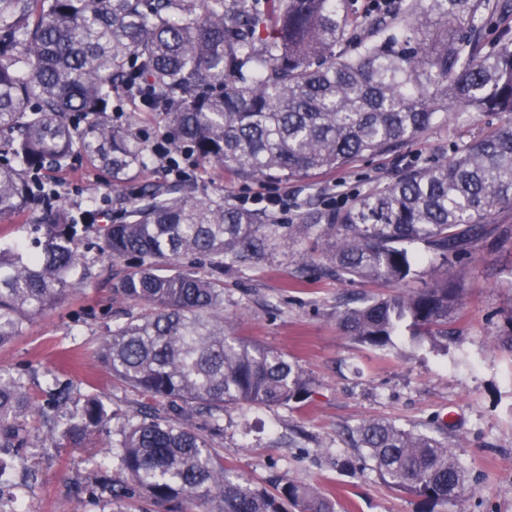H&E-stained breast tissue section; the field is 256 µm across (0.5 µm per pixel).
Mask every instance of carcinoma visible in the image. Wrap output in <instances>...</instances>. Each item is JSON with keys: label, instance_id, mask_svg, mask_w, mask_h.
Segmentation results:
<instances>
[{"label": "carcinoma", "instance_id": "carcinoma-1", "mask_svg": "<svg viewBox=\"0 0 512 512\" xmlns=\"http://www.w3.org/2000/svg\"><path fill=\"white\" fill-rule=\"evenodd\" d=\"M351 35L355 53L336 54ZM163 112L177 150L244 179H305L396 150L441 112H498L508 120L453 159L410 167L380 190L300 224L198 195L193 172L145 185L84 213L99 225L100 250L139 263L112 296L148 308L115 326L99 358L113 377L179 404L183 416L144 412L119 433L120 478L96 485L113 501L150 512H335L312 487L286 481L276 496L224 469L189 424L199 413L221 430L228 407L301 402L308 379L281 352L224 332V265L260 259L271 236L291 242L318 232L338 279L406 282L422 243L447 260L471 254L492 216L512 208V0H403L399 11L362 23L348 0H0V217L32 215L36 253L0 244V347L87 278L74 248L75 216L64 187L35 173L95 158L124 191L148 150L112 120V93ZM189 262L162 273V262ZM209 266L211 276L196 266ZM461 284L438 277L390 298L364 297L339 317L355 342L377 349L435 344L461 301ZM20 376L0 367V477L36 440L93 441L111 417L89 397L69 418L30 436L42 414ZM390 488L431 507L452 502L466 475L447 442L382 421L354 430Z\"/></svg>", "mask_w": 512, "mask_h": 512}]
</instances>
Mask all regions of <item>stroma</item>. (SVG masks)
Wrapping results in <instances>:
<instances>
[{
	"label": "stroma",
	"mask_w": 512,
	"mask_h": 512,
	"mask_svg": "<svg viewBox=\"0 0 512 512\" xmlns=\"http://www.w3.org/2000/svg\"><path fill=\"white\" fill-rule=\"evenodd\" d=\"M113 109L122 123L147 137L167 130L161 112H142L121 94ZM495 112L441 113L417 139L396 151L366 157L350 166L310 179L288 182L243 180L226 168H198L205 195L223 196L235 205L256 206L254 195L279 194V223H300L312 207H341L343 201L386 187L405 168L437 164L458 155L472 140L501 126ZM69 203L78 209L110 193L109 173L90 157L59 172ZM496 231L477 242L469 258L451 262L423 251L417 277L405 286L341 281L328 275L320 239L310 234L290 243L272 242L263 262L224 272V326L232 335L284 353L310 380V395L300 403L271 408H228L223 434L210 436L204 422L195 429L209 436L226 466L256 488L274 491L285 476L329 494L336 512H419L416 498L385 485L350 432L363 421L382 419L448 442L466 472L465 491L433 512H512V209L496 213ZM93 277L73 289L57 308L28 319L19 337L0 348V366L21 376L30 394L47 402L52 389L68 388L73 399L99 396L119 433L139 410L168 411L165 401L112 377L97 350L131 307L112 297V285L127 260H112L98 250V227L81 224L75 241ZM312 263L301 268V255ZM464 285L457 313L448 321L450 336L440 345L411 344L401 336L393 350L355 343L337 315L353 296H393L417 290L439 273ZM33 470L19 489L25 512H135L133 505L75 496L74 483L114 472L110 455L90 456L84 445L64 440L57 447L35 444L22 451Z\"/></svg>",
	"instance_id": "stroma-1"
}]
</instances>
